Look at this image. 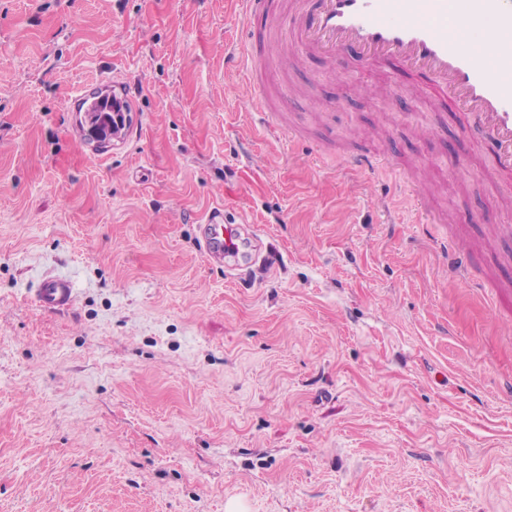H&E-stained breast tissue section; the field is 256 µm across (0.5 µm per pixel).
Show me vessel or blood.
<instances>
[{"instance_id": "obj_1", "label": "vessel or blood", "mask_w": 512, "mask_h": 512, "mask_svg": "<svg viewBox=\"0 0 512 512\" xmlns=\"http://www.w3.org/2000/svg\"><path fill=\"white\" fill-rule=\"evenodd\" d=\"M290 43L310 56L347 54L372 64L391 60L429 77L466 112L501 167L512 169V0H292ZM241 234L221 209L204 226V252L220 262ZM451 276L470 277L468 255L443 245ZM74 283L43 280L35 301L45 310L72 305Z\"/></svg>"}]
</instances>
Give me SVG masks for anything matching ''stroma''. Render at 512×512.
<instances>
[{"mask_svg": "<svg viewBox=\"0 0 512 512\" xmlns=\"http://www.w3.org/2000/svg\"><path fill=\"white\" fill-rule=\"evenodd\" d=\"M264 27L0 0V512H512V171L401 63L284 73L267 44L253 82L227 59ZM108 82L102 142L70 99ZM356 146L390 166L343 168ZM216 207L263 264L206 257ZM51 274L71 306L33 304ZM443 249L448 254L450 275L462 280L470 279L469 258L460 242L448 238V242L443 243Z\"/></svg>", "mask_w": 512, "mask_h": 512, "instance_id": "obj_1", "label": "stroma"}]
</instances>
